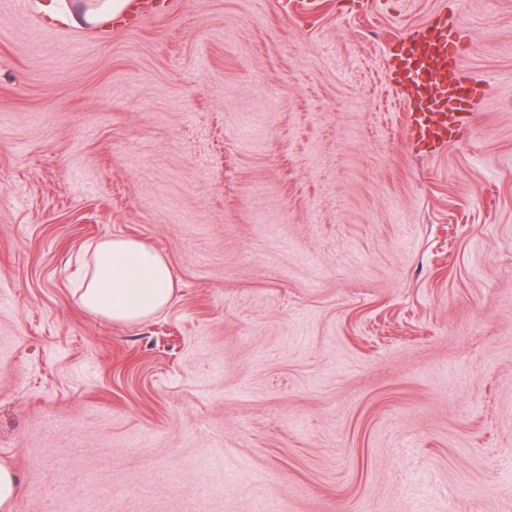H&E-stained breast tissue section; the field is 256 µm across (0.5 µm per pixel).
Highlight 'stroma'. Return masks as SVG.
<instances>
[{
    "label": "stroma",
    "mask_w": 512,
    "mask_h": 512,
    "mask_svg": "<svg viewBox=\"0 0 512 512\" xmlns=\"http://www.w3.org/2000/svg\"><path fill=\"white\" fill-rule=\"evenodd\" d=\"M107 235L173 269L139 324L73 295ZM0 465L10 512H512V0L0 11ZM408 47L409 58L414 48L423 41L430 40L433 43L435 54V70L438 74H442V70L447 72L451 68H457L458 56L457 51L448 49V34L443 26L429 25L421 28L414 35ZM466 79H459L456 84H446L445 86L438 87V89L432 93L433 101L431 103V113L428 115L424 123L421 124L419 119L412 114L413 121H417L421 125V133L423 138L434 148L445 144L448 141V128L451 124L457 122L456 117L453 116L452 112H471V102L468 96L463 93L464 87L463 82ZM454 100L456 105L450 108L448 111V102ZM452 118V122H448L449 118Z\"/></svg>",
    "instance_id": "1"
}]
</instances>
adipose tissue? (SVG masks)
<instances>
[{
	"label": "adipose tissue",
	"mask_w": 512,
	"mask_h": 512,
	"mask_svg": "<svg viewBox=\"0 0 512 512\" xmlns=\"http://www.w3.org/2000/svg\"><path fill=\"white\" fill-rule=\"evenodd\" d=\"M174 292L170 265L147 241L108 237L98 241L77 294L93 316L135 324L164 309Z\"/></svg>",
	"instance_id": "adipose-tissue-1"
}]
</instances>
